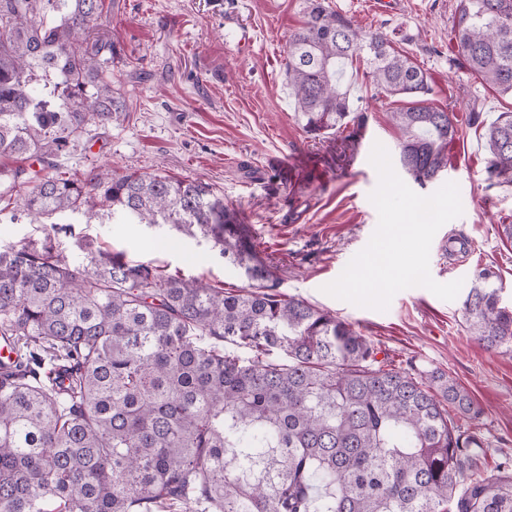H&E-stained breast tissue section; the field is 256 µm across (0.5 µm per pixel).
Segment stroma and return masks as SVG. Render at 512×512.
Returning a JSON list of instances; mask_svg holds the SVG:
<instances>
[{
  "label": "stroma",
  "instance_id": "1",
  "mask_svg": "<svg viewBox=\"0 0 512 512\" xmlns=\"http://www.w3.org/2000/svg\"><path fill=\"white\" fill-rule=\"evenodd\" d=\"M327 2L408 51L429 77L431 105L447 109L458 126L443 180L458 184L463 214L433 238V279L469 286L487 268L498 275L503 304H511L512 241L497 228L512 224V184L490 177L483 134L498 113L512 110V97L489 90L465 68L455 39L458 0H391L381 12L373 0ZM306 6V0H104L98 30L116 45L112 86L127 109L108 125L91 126L87 140L59 162L78 176L109 168L208 183L248 224L282 294L351 323L394 366L439 369L473 395L485 409L481 431L493 446L484 467L494 473L499 458L512 455V354L487 350L472 335L464 295L444 301L409 288L380 312L323 291L376 229L369 195L378 175L369 156L379 142L398 159L401 132L390 118L394 98L375 93L359 72L347 128L316 138L305 133L285 59ZM229 22L249 33V44L227 42ZM49 233L76 268L102 249L228 291L246 284L210 245L164 228L85 212L36 223L19 209L0 212L1 250Z\"/></svg>",
  "mask_w": 512,
  "mask_h": 512
}]
</instances>
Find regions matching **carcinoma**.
Returning <instances> with one entry per match:
<instances>
[{
  "instance_id": "cac0c4a2",
  "label": "carcinoma",
  "mask_w": 512,
  "mask_h": 512,
  "mask_svg": "<svg viewBox=\"0 0 512 512\" xmlns=\"http://www.w3.org/2000/svg\"><path fill=\"white\" fill-rule=\"evenodd\" d=\"M102 0H0V203L37 215L98 207L218 250L247 285L227 292L121 252L70 266L50 237L0 251V512H512V457L484 470V408L439 370L378 358L351 324L278 291L248 225L201 181L92 172L53 159L126 110L112 90ZM464 66L512 96V0H459ZM406 106L399 163L420 186L448 165L458 128L427 103L426 73L379 30L325 0L289 39L285 77L303 129L347 124L346 67ZM491 173L512 183V111L486 126ZM478 272L464 312L512 352V306ZM207 336L249 350L246 357Z\"/></svg>"
}]
</instances>
